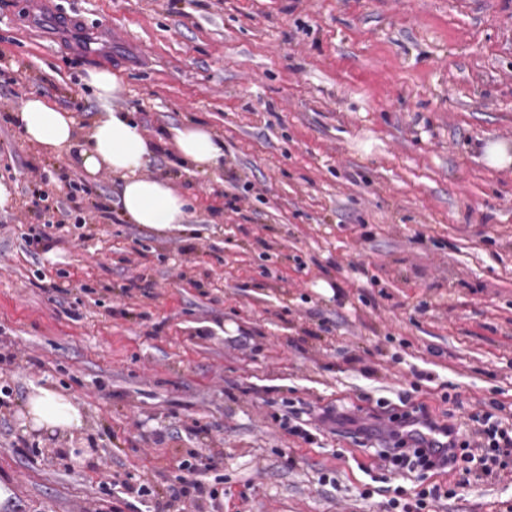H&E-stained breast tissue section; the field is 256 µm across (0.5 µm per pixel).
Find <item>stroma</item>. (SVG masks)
Here are the masks:
<instances>
[{
    "label": "stroma",
    "instance_id": "1",
    "mask_svg": "<svg viewBox=\"0 0 512 512\" xmlns=\"http://www.w3.org/2000/svg\"><path fill=\"white\" fill-rule=\"evenodd\" d=\"M33 93L82 134L130 112L186 229L128 222L110 170L26 141ZM186 122L224 143L209 173L174 147ZM489 141L512 146V0H0V512H166L175 489L383 512L396 470L294 412L494 400L511 426L512 164ZM38 173L73 218L35 203ZM40 387L82 427L32 431ZM506 462L434 512H512ZM86 82L91 86L98 98L107 102L113 96L119 85L118 76L108 70L91 69L88 70Z\"/></svg>",
    "mask_w": 512,
    "mask_h": 512
}]
</instances>
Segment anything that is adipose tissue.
<instances>
[{"mask_svg": "<svg viewBox=\"0 0 512 512\" xmlns=\"http://www.w3.org/2000/svg\"><path fill=\"white\" fill-rule=\"evenodd\" d=\"M25 138L55 156L77 150L83 169L90 174L107 168L120 176V204L135 224L165 231L185 223L187 201L169 184L141 178L140 170L155 154L139 124L127 112L104 113L84 143H77L75 121L39 96H31L18 114ZM173 138L184 162L207 171L222 154V144L200 124L187 123L174 129ZM33 430L47 435L65 433L82 423L79 408L65 395L44 388L31 394L25 404Z\"/></svg>", "mask_w": 512, "mask_h": 512, "instance_id": "adipose-tissue-1", "label": "adipose tissue"}]
</instances>
